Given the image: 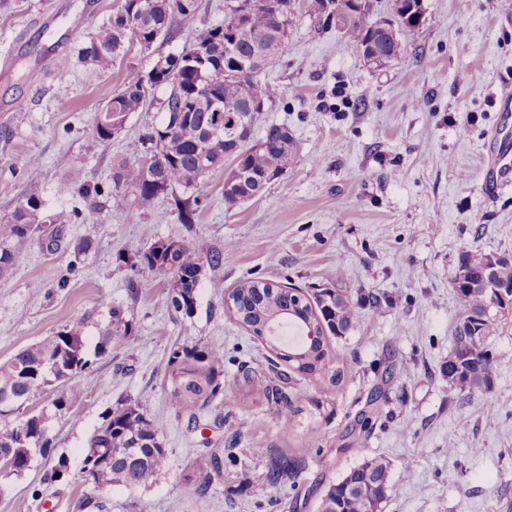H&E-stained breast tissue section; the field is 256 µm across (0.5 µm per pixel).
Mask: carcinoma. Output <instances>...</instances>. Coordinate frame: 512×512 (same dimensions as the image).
<instances>
[{
  "label": "carcinoma",
  "mask_w": 512,
  "mask_h": 512,
  "mask_svg": "<svg viewBox=\"0 0 512 512\" xmlns=\"http://www.w3.org/2000/svg\"><path fill=\"white\" fill-rule=\"evenodd\" d=\"M197 0H158L150 10L140 12V0H125L112 21L99 28L85 54L106 67L120 56L125 45L137 43L148 50L155 40L170 41L178 28L196 20ZM376 21L369 11H355L343 17L339 31L357 48H376L385 44L386 35L374 29ZM296 15L292 0H263L248 17L236 21L224 17V23L198 34L178 54L165 56L167 68L150 76L145 84L142 71L131 65L124 73L120 89L97 112L92 128L94 138L108 142L124 128L130 114L153 104L150 87L163 85L167 95L159 101L162 117L142 135L146 144L140 160L117 158L112 162V191L104 206L113 215H122L133 206H146L161 195L181 190L177 199L180 223H194L198 198L192 195L206 176L224 167L229 160L240 172V181L232 192L249 201L262 194L267 176L288 173L295 160V149L288 128L269 125L261 138L238 142L234 137L241 119L248 117L250 104L266 97L260 77L276 66L284 53L278 46L281 28H294ZM206 49L207 63L190 61L191 49ZM232 59L242 62L246 71L237 79L224 78L226 49ZM41 201L29 197L20 204L7 224L0 223V278L8 275L21 257L39 240ZM235 246L222 252H203L184 240L159 239L134 255L132 265L169 278L171 303L178 312L190 314L195 291L201 283L204 265L216 267L233 259ZM489 254L466 252L458 270L478 273L490 263ZM512 285V264L504 261L491 273L489 284L466 277H454L452 286L463 303L465 315H476L473 330L456 328L454 349L444 373L448 385L460 390L486 391L490 386L492 358L486 345L490 328L487 322L493 304V288ZM239 308L237 321L259 338L267 340L275 358L293 371L307 377L322 374L329 357L326 336H340L358 322L362 307L351 298L330 288L319 289L311 297L297 287H274L259 279H248L230 293ZM317 331L318 340L307 342V328ZM131 324L121 308L108 306V322L94 345L87 343L82 323L78 322L34 344L5 362H0V416L20 411L35 393L52 392L58 380L71 381L88 368L91 357H100L127 345ZM220 351L177 348L167 363V381L173 405L193 409L208 403L218 393L220 371L216 364ZM264 396L283 403L281 432L290 430L288 393L282 386H259ZM381 396L376 388L368 397L347 435L366 436L376 416L374 406ZM84 393L71 385L59 391L53 400L62 410L80 404ZM166 423L152 416L140 402L125 403L109 410L95 429L85 448L83 464H105L96 482L126 487L145 486L166 468L167 449L163 448ZM122 445L125 452L111 450ZM51 447L45 418L31 415L16 424L0 426V456L14 460L13 474L29 468V451L39 449L44 457ZM302 461L282 458L271 463L266 479L272 486L295 478ZM388 492L386 466L377 460L351 468L328 485L318 512H377Z\"/></svg>",
  "instance_id": "obj_1"
}]
</instances>
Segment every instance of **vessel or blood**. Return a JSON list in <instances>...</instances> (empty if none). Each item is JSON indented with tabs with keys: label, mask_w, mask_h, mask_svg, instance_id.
Returning <instances> with one entry per match:
<instances>
[{
	"label": "vessel or blood",
	"mask_w": 512,
	"mask_h": 512,
	"mask_svg": "<svg viewBox=\"0 0 512 512\" xmlns=\"http://www.w3.org/2000/svg\"><path fill=\"white\" fill-rule=\"evenodd\" d=\"M493 161L483 180L486 196L496 197L512 190V89L504 88L497 102V119L492 138Z\"/></svg>",
	"instance_id": "vessel-or-blood-1"
}]
</instances>
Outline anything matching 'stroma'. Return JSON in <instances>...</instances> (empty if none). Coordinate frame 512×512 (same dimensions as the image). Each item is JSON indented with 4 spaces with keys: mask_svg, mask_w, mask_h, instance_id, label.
<instances>
[{
    "mask_svg": "<svg viewBox=\"0 0 512 512\" xmlns=\"http://www.w3.org/2000/svg\"><path fill=\"white\" fill-rule=\"evenodd\" d=\"M123 2L0 0V54L16 58L0 76V223L30 196L43 216L71 214L56 249L33 246L0 278V362L78 322L96 342L111 305L133 327L127 346L77 375L79 406L58 411L42 394L28 403L27 412L46 415L53 448L22 475H0V512H317L328 484L370 459L387 466L379 512H512V312L491 320L488 391L449 388L443 373L464 316L451 286L461 255L512 257V192L490 199L481 189L496 96L512 79V0H423L425 25L404 33L403 55L382 69L366 66L336 30H317L305 0H294L288 48L261 77L270 96L261 122L287 125L294 166L232 208L223 171L212 172L196 189L189 226L172 197L113 217L72 186L80 179L109 191L113 158L140 159L141 134L161 118L153 107L131 114L111 141L93 138L95 115L126 66L149 71L224 21V0H198L193 27L179 37L147 51L130 46L99 66L83 50ZM50 11L83 19L63 34L71 60L63 77L49 30L36 25ZM161 238L205 251L237 247L232 262L203 268L192 314L174 311L165 277L122 261ZM82 240L92 248L77 264L73 247ZM250 277L379 299L354 328L327 339L328 370L344 371L338 385L293 375L286 435L277 404L246 396L252 376L268 372V349L226 305ZM178 346L224 352L221 390L194 415L169 399L167 361ZM386 370L374 428L351 440L346 431ZM128 400L167 419V467L134 488L84 481L88 438ZM487 401L493 410L484 415ZM281 454L303 457V468L295 483L274 487L266 471ZM61 459L66 474L49 480ZM245 472L250 482H241Z\"/></svg>",
    "mask_w": 512,
    "mask_h": 512,
    "instance_id": "obj_1",
    "label": "stroma"
}]
</instances>
